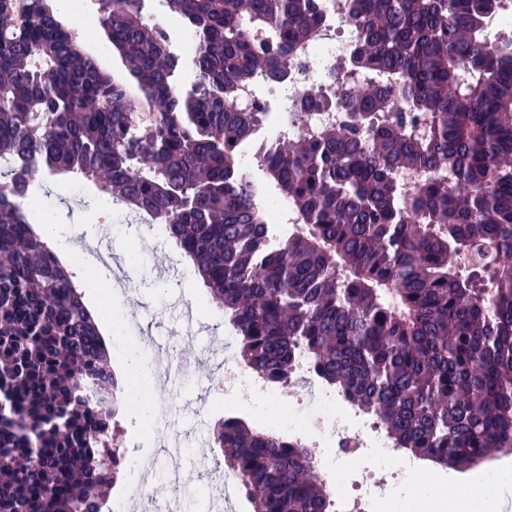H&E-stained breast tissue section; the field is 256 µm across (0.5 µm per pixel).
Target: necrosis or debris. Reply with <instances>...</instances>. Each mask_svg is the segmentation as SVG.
Masks as SVG:
<instances>
[{
	"instance_id": "4bbe7bcc",
	"label": "necrosis or debris",
	"mask_w": 512,
	"mask_h": 512,
	"mask_svg": "<svg viewBox=\"0 0 512 512\" xmlns=\"http://www.w3.org/2000/svg\"><path fill=\"white\" fill-rule=\"evenodd\" d=\"M322 24L317 35L294 52L289 63L288 102L267 113L251 138L236 154L238 169L251 186L255 211L265 228L269 248L309 233L299 213L268 175L265 158L279 143L305 133L342 124L347 116L332 107L301 112L298 102L308 93L335 84L345 71L355 45L350 0H320ZM225 393L247 392L251 403L270 404L260 422L262 432L273 433L304 449L315 464L316 475L329 497V512H381L408 476V468H388L383 456L400 455L394 439L380 422L350 402L337 388L325 383L306 355H299L287 382L273 384L238 362L224 365ZM137 479L115 512H172L183 499L180 484H173L168 500L152 493L154 460L135 462Z\"/></svg>"
}]
</instances>
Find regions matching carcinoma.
<instances>
[{"label":"carcinoma","mask_w":512,"mask_h":512,"mask_svg":"<svg viewBox=\"0 0 512 512\" xmlns=\"http://www.w3.org/2000/svg\"><path fill=\"white\" fill-rule=\"evenodd\" d=\"M152 2L98 0L117 77L53 0H0V512H103L124 461L112 421L127 378L19 205L39 170L51 192L78 175L165 224L264 378L287 380L304 351L440 467L512 448V46L486 43L496 0H351L356 47L336 100L350 122L269 158L313 228L278 250L236 166L265 110L237 96L288 83L319 0H165L196 37L186 58L151 25ZM399 96L407 116L393 113ZM422 169L433 176L409 203L398 173ZM212 440L253 512H328L305 450L236 418Z\"/></svg>","instance_id":"cac0c4a2"}]
</instances>
